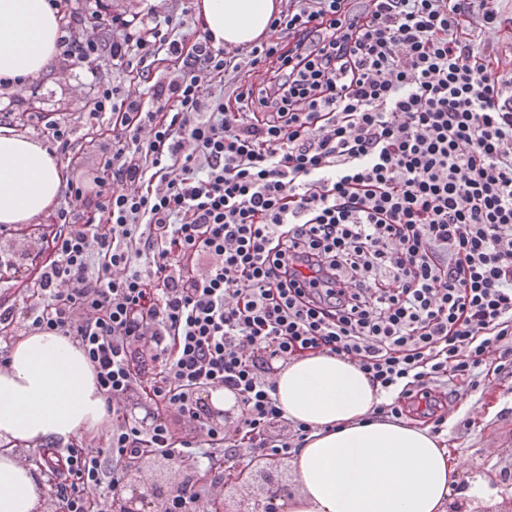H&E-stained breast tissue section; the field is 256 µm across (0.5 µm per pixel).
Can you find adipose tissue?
<instances>
[{"label": "adipose tissue", "instance_id": "1", "mask_svg": "<svg viewBox=\"0 0 512 512\" xmlns=\"http://www.w3.org/2000/svg\"><path fill=\"white\" fill-rule=\"evenodd\" d=\"M281 0H196L215 44L263 38ZM59 22L49 0H0V77L22 86L56 54ZM65 182L54 151L0 128V224L49 214ZM286 416L315 433L295 461L300 493L287 512H446L466 467L429 427L373 418L382 396L338 356L307 354L274 372ZM104 397L82 351L65 337L36 333L14 345L0 370V512H36L43 486L15 444L66 440L103 425Z\"/></svg>", "mask_w": 512, "mask_h": 512}]
</instances>
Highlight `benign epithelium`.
Listing matches in <instances>:
<instances>
[{
  "instance_id": "1",
  "label": "benign epithelium",
  "mask_w": 512,
  "mask_h": 512,
  "mask_svg": "<svg viewBox=\"0 0 512 512\" xmlns=\"http://www.w3.org/2000/svg\"><path fill=\"white\" fill-rule=\"evenodd\" d=\"M161 466L159 461L143 463L134 470H125L122 483L125 491L117 498V512H158L160 507L151 501L140 485L154 484L152 473ZM283 458L260 455L252 459L246 467L232 468L225 474V485H232L238 492L244 493L241 501H252L259 512H282L277 501L288 498L291 491L284 476Z\"/></svg>"
}]
</instances>
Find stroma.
<instances>
[{
    "instance_id": "stroma-1",
    "label": "stroma",
    "mask_w": 512,
    "mask_h": 512,
    "mask_svg": "<svg viewBox=\"0 0 512 512\" xmlns=\"http://www.w3.org/2000/svg\"><path fill=\"white\" fill-rule=\"evenodd\" d=\"M112 11L146 13L154 5H162L174 16L182 17L181 28L186 37L200 31L195 13H184L182 0H105ZM37 99L41 111L59 114L75 130L74 163L65 165L67 177H83L99 169L98 145L109 139L108 127L91 114L87 104L92 96V76L86 68L61 71L51 64L41 77ZM26 225L6 228L0 233V251L15 253L19 263L36 273L48 260L26 236ZM455 397L449 398L445 414L448 429L442 434L453 455L467 462L452 492L449 512H486L485 498H497V512H512V496H505V477L512 476V364L493 372L489 380L472 386L467 378L455 380Z\"/></svg>"
}]
</instances>
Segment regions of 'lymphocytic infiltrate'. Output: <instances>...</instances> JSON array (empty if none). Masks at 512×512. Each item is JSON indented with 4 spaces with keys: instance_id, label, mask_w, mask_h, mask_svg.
Segmentation results:
<instances>
[{
    "instance_id": "1",
    "label": "lymphocytic infiltrate",
    "mask_w": 512,
    "mask_h": 512,
    "mask_svg": "<svg viewBox=\"0 0 512 512\" xmlns=\"http://www.w3.org/2000/svg\"><path fill=\"white\" fill-rule=\"evenodd\" d=\"M353 2L286 0L278 39L229 48L155 8L51 0L58 63L87 67L112 130L99 175L67 181L33 287L0 307L1 341L72 339L112 417L105 447L37 448L54 512H114L146 452L201 468L163 512H198L225 465L298 454L313 428L283 413L270 360L347 359L384 394L374 418L418 410L439 434L442 388L512 357V43L481 40L512 14ZM162 54L176 68L159 78ZM107 60L136 82L113 84ZM215 388L241 403L232 432L205 415ZM134 397L149 429L125 416Z\"/></svg>"
}]
</instances>
